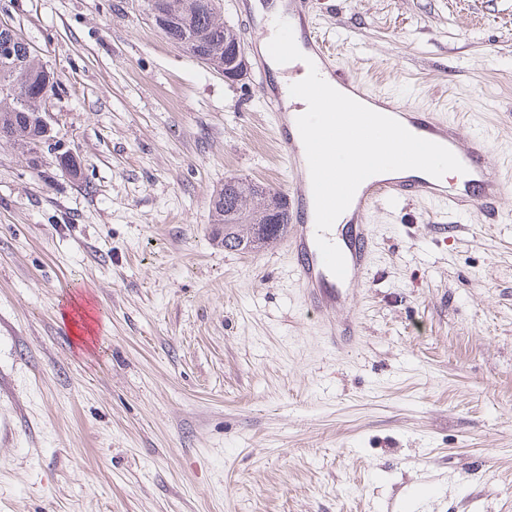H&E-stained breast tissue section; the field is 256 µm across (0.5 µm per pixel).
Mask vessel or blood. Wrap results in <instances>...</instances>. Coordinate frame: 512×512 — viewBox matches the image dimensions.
<instances>
[{"mask_svg":"<svg viewBox=\"0 0 512 512\" xmlns=\"http://www.w3.org/2000/svg\"><path fill=\"white\" fill-rule=\"evenodd\" d=\"M280 16L298 25L304 53L312 59L321 77L336 83L347 96L362 104H379L388 116L398 120L412 134L450 149L465 167L459 184L447 187L425 172H386L367 178L357 189L346 211L347 229L340 250L347 267L345 278H337L324 265L315 240V210L305 148L292 111L288 87L272 90L268 81L269 61L260 57L257 86L266 108L276 121V142L280 156L292 174L288 183L290 233L286 250L293 262L296 282L305 304L323 317V331L330 341L356 333L353 323L334 320L337 308L345 305L350 291L367 278L375 257L376 242L370 217L384 202L415 199L447 210L459 217L471 212L500 224L504 215L500 200L512 173L492 167L488 161L490 138L485 134L463 137L455 116L427 108L401 104L373 93L337 62L334 54L310 23L312 0H279Z\"/></svg>","mask_w":512,"mask_h":512,"instance_id":"1","label":"vessel or blood"}]
</instances>
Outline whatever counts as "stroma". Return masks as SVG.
Listing matches in <instances>:
<instances>
[{
    "label": "stroma",
    "instance_id": "stroma-1",
    "mask_svg": "<svg viewBox=\"0 0 512 512\" xmlns=\"http://www.w3.org/2000/svg\"><path fill=\"white\" fill-rule=\"evenodd\" d=\"M58 76L74 179L0 144V512H512V185L505 223L371 216L333 349L284 242L225 250L213 192L288 171L246 48L235 83L142 0H0ZM351 75L458 114L512 156V0H314ZM107 311L90 343L63 314Z\"/></svg>",
    "mask_w": 512,
    "mask_h": 512
}]
</instances>
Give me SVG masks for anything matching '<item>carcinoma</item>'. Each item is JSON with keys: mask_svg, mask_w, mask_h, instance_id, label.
<instances>
[{"mask_svg": "<svg viewBox=\"0 0 512 512\" xmlns=\"http://www.w3.org/2000/svg\"><path fill=\"white\" fill-rule=\"evenodd\" d=\"M174 23L164 32L173 41L189 44L185 53L192 59L197 54L224 57V51L239 41L234 28L221 18L210 0H168ZM9 45L11 60L0 63V88L12 84L26 85L18 97L0 92V130H10V142L24 157L27 166L37 172L45 165L72 176L81 171L76 156L52 159L43 163L36 149L45 138L41 117L46 98L54 94L57 77L53 70L35 59L32 48L21 35L0 25V45ZM284 199L278 192L258 189L246 178L240 179L237 190L210 207V223L224 233V249L253 251L279 241L288 232V221L267 223V199Z\"/></svg>", "mask_w": 512, "mask_h": 512, "instance_id": "carcinoma-1", "label": "carcinoma"}]
</instances>
